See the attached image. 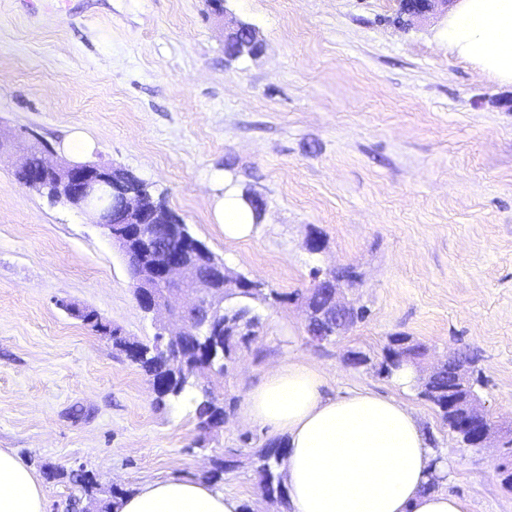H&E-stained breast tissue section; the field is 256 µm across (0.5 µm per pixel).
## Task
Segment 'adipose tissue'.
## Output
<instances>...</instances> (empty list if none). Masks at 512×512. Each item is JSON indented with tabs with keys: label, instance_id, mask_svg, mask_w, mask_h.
<instances>
[{
	"label": "adipose tissue",
	"instance_id": "ef3b65f1",
	"mask_svg": "<svg viewBox=\"0 0 512 512\" xmlns=\"http://www.w3.org/2000/svg\"><path fill=\"white\" fill-rule=\"evenodd\" d=\"M449 45L512 83V0H458ZM213 216L230 239L248 238L253 217L235 192L215 196ZM317 368L270 371L247 395L244 417L288 441L285 480L292 512H469L461 498L425 491L434 454L411 410L368 390L326 392ZM241 502L177 475L146 481L119 512H240ZM0 512H45L40 478L0 448Z\"/></svg>",
	"mask_w": 512,
	"mask_h": 512
}]
</instances>
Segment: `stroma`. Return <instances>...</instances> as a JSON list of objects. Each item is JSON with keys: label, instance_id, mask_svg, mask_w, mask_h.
<instances>
[{"label": "stroma", "instance_id": "stroma-1", "mask_svg": "<svg viewBox=\"0 0 512 512\" xmlns=\"http://www.w3.org/2000/svg\"><path fill=\"white\" fill-rule=\"evenodd\" d=\"M224 5L262 54L228 60L225 17L206 0H0V136L14 142L0 156V448L39 476L47 512H67L64 473L79 467L104 498L178 475L287 512L262 497L249 459L272 433L241 408L295 361L333 390L405 402L442 458L441 490L469 512H512L499 471L512 464V85L449 47L444 14L397 23L399 0ZM76 128L90 161L134 173L228 268L288 297L257 302L259 334L236 368L202 376L228 405L219 430L199 428L192 396L158 401L112 337L60 307L95 310L131 342L157 331L92 216L14 176L31 139L64 158ZM217 172L264 201L250 240L214 222ZM316 267L354 269L344 294L367 310L322 345L301 301ZM394 335L427 344L433 362L467 352L501 442L464 445L416 386L379 375ZM350 350L370 364H345ZM229 455L236 468L211 480Z\"/></svg>", "mask_w": 512, "mask_h": 512}]
</instances>
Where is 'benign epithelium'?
<instances>
[{
    "label": "benign epithelium",
    "mask_w": 512,
    "mask_h": 512,
    "mask_svg": "<svg viewBox=\"0 0 512 512\" xmlns=\"http://www.w3.org/2000/svg\"><path fill=\"white\" fill-rule=\"evenodd\" d=\"M451 2L402 0L401 13L412 20L445 12ZM48 153L49 149L43 150L37 166L28 157L18 166L32 172V180L25 186L40 191L49 183L50 200L92 213L95 224L126 260L139 307L165 318L159 325L160 341L170 356L183 357L184 340L189 336H205L212 344L219 341L224 332V301L231 291L245 285L254 292L263 289L262 282L230 271L196 238L180 235L184 224L176 213L167 212L168 228L152 233V219L161 207L151 198L146 184L128 181L125 170L87 162L57 163L46 157ZM169 235L181 240L175 255L159 246V240ZM339 280L340 275L335 272L317 279L318 287L325 289L327 295L322 322L336 325L337 336L354 324L353 304L343 295ZM174 295H187L190 300L176 307L170 304ZM200 368L211 374H224V367L215 368L207 360L186 367L182 382H197ZM448 424L470 447L487 448L496 438L495 426L479 408V397L465 362L457 364L454 386L448 391Z\"/></svg>",
    "instance_id": "7a95c632"
}]
</instances>
